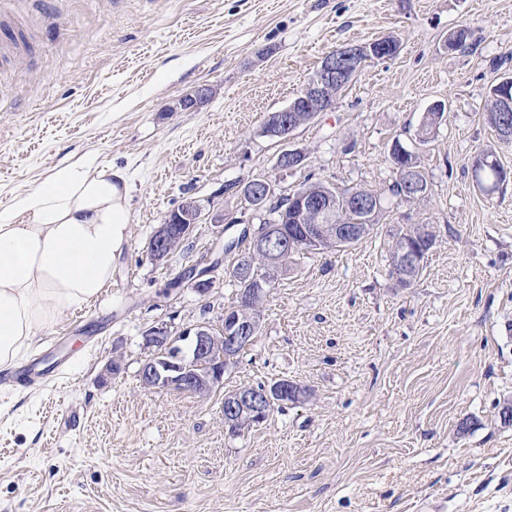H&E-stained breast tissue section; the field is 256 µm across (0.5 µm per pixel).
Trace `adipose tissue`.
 Listing matches in <instances>:
<instances>
[{
  "label": "adipose tissue",
  "mask_w": 512,
  "mask_h": 512,
  "mask_svg": "<svg viewBox=\"0 0 512 512\" xmlns=\"http://www.w3.org/2000/svg\"><path fill=\"white\" fill-rule=\"evenodd\" d=\"M0 217V367L22 359L38 333L96 300L128 244L129 183L111 164L55 169Z\"/></svg>",
  "instance_id": "adipose-tissue-1"
}]
</instances>
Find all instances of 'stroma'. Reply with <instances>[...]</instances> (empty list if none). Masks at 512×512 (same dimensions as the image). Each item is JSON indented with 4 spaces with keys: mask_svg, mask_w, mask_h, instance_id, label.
Here are the masks:
<instances>
[{
    "mask_svg": "<svg viewBox=\"0 0 512 512\" xmlns=\"http://www.w3.org/2000/svg\"><path fill=\"white\" fill-rule=\"evenodd\" d=\"M461 26L466 47L448 50ZM0 30L14 36L0 42V211L93 158L126 173L133 213L111 284L30 350L42 358L63 336L65 374L0 385V512H512L499 418L512 401V180L490 199L472 181L485 149L512 171V143L485 120L491 87L512 76V0H0ZM387 37L397 54L365 62L334 110L297 130L306 165L283 183L373 190L379 224L294 258L219 389L142 388L148 328L220 327L237 297L223 265L208 293L164 291L257 232L262 215L231 186L276 176L264 115L331 50ZM204 84V107L173 111ZM437 101L447 117L419 143ZM396 141L418 152L426 198L391 193ZM188 197L201 222L152 263L150 237ZM413 224L436 243L402 288L392 235ZM281 379L305 396L250 429L225 424V393Z\"/></svg>",
    "mask_w": 512,
    "mask_h": 512,
    "instance_id": "1",
    "label": "stroma"
}]
</instances>
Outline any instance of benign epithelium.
Masks as SVG:
<instances>
[{"mask_svg":"<svg viewBox=\"0 0 512 512\" xmlns=\"http://www.w3.org/2000/svg\"><path fill=\"white\" fill-rule=\"evenodd\" d=\"M393 43L380 44L360 43L352 46H342L330 51L324 58L315 74L304 85L305 100L318 112H328L335 105L336 85L360 69L369 60L378 59L385 49ZM212 96V89L200 85L177 100L173 111L197 110L204 106ZM491 99L498 112L505 113L499 122V136L503 141L512 140V122L506 113L512 112V98L491 92ZM270 123L265 135L279 141L290 139L293 133L305 124L296 104L291 103L285 108L269 115ZM306 155L300 149H284L277 155L275 168L278 179L257 178L237 187L236 193L243 199L245 205L256 211L267 209L268 203L284 198H291L292 220L298 224L303 239L317 247L328 250L338 243L352 241L363 233V226H345L336 223V212L339 201L332 193L314 192L308 189H297L291 194L279 192V180H285L304 167ZM499 160L493 152L482 153L475 157L472 163L473 178L479 190L489 191L502 186V181L494 185H486L482 175L485 171L498 167ZM416 169H405L406 178L403 184L402 197L420 199L428 188L425 183L414 175ZM346 206L362 210L366 215H372L379 208V198H366L353 194L344 197ZM182 220V230L173 234L168 222H163L155 229L147 252L151 261L164 263L174 254V249L181 239L188 237L194 226L202 220V210L193 198L186 199L179 212ZM282 238L279 226L263 225L253 237V251L249 258L240 265L241 275L249 276L250 269L256 258H262L266 267L267 277L255 287L244 291L238 296V303L224 312L222 317V332L217 333L208 324H195L181 330L174 336L165 325L153 326L145 332L146 347L151 353L141 363L138 377L142 387L160 389L176 384L190 387L199 393H208L222 384L224 367L216 365L206 370L188 364V359L195 356L201 360L210 358L215 349L224 344L232 346L248 345L256 328V316L251 310L256 308L266 294L279 270ZM423 266L419 254L405 247L398 249L396 263V278L407 282L414 278L415 273ZM302 394L301 388L291 381H281L271 386L243 388L232 397L226 399L224 421L235 426L240 418L263 416L267 404L278 400L280 402L297 400Z\"/></svg>","mask_w":512,"mask_h":512,"instance_id":"1","label":"benign epithelium"}]
</instances>
